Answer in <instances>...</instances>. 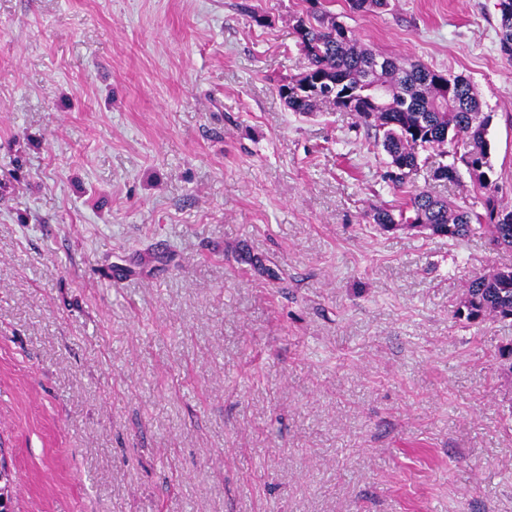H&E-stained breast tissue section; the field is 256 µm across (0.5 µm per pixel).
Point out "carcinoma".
<instances>
[{
    "label": "carcinoma",
    "mask_w": 512,
    "mask_h": 512,
    "mask_svg": "<svg viewBox=\"0 0 512 512\" xmlns=\"http://www.w3.org/2000/svg\"><path fill=\"white\" fill-rule=\"evenodd\" d=\"M498 5L500 51L512 60V0H498ZM296 32L306 67L279 86L291 111L307 114L318 102L329 101L382 131V147L393 168L391 180L398 187L420 168V152L431 149L453 157L452 163L433 170L434 179L456 181L462 166L482 192L480 212L473 205L463 207L429 189L416 188L398 212L374 209V223L387 230L420 224L453 242L467 237L472 225L479 224L496 246L511 250L512 206L498 201L490 178L492 146L487 132L492 116L481 110L470 80L445 78L441 72L363 47L336 17L327 14L297 20ZM458 315L470 323L512 319V266L470 281ZM13 482L14 474L1 454L0 496L8 501Z\"/></svg>",
    "instance_id": "cac0c4a2"
}]
</instances>
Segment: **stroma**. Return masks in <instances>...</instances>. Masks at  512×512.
Masks as SVG:
<instances>
[{"label":"stroma","instance_id":"stroma-1","mask_svg":"<svg viewBox=\"0 0 512 512\" xmlns=\"http://www.w3.org/2000/svg\"><path fill=\"white\" fill-rule=\"evenodd\" d=\"M497 0H0V447L13 512H512V265L384 231L352 112L288 109L295 26L474 84L512 204ZM458 315L469 323L512 319V266L492 269L470 281Z\"/></svg>","mask_w":512,"mask_h":512}]
</instances>
